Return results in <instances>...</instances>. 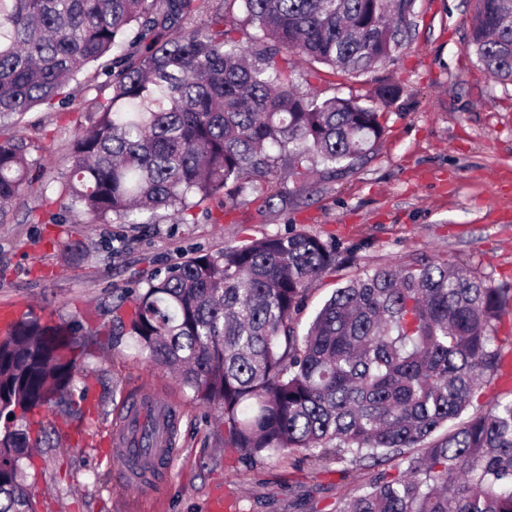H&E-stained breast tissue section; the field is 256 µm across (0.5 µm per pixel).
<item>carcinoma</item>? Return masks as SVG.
I'll return each instance as SVG.
<instances>
[{
	"label": "carcinoma",
	"instance_id": "obj_1",
	"mask_svg": "<svg viewBox=\"0 0 512 512\" xmlns=\"http://www.w3.org/2000/svg\"><path fill=\"white\" fill-rule=\"evenodd\" d=\"M416 0H0V223L43 178L8 121L54 104L94 69L64 168L43 191L94 220L184 222L249 189L267 210L303 183L347 174L384 133L373 104L299 92L294 60L359 77L409 39ZM260 34L246 47L237 26ZM467 47L512 84V0H476ZM336 249L274 234L196 254L129 291L125 335L220 410L224 440L253 462L285 451L347 462L368 478L334 512H512V392L474 409L504 365L498 324L512 289L446 261L379 266L337 288L304 334L296 316ZM78 322L18 320L0 336V512H36L27 414L73 391L87 353Z\"/></svg>",
	"mask_w": 512,
	"mask_h": 512
}]
</instances>
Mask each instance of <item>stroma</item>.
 Masks as SVG:
<instances>
[{
	"label": "stroma",
	"instance_id": "1",
	"mask_svg": "<svg viewBox=\"0 0 512 512\" xmlns=\"http://www.w3.org/2000/svg\"><path fill=\"white\" fill-rule=\"evenodd\" d=\"M475 0H416L413 31L393 60L358 78L296 61L303 92L359 98L384 81H402L384 111L386 131L353 173L279 180L293 193L287 210L259 213L252 193L237 196L221 223L204 215L183 223L159 213L153 224H103L80 211L67 224H35L44 214L40 182L16 199L0 223V305L21 302L42 321L82 320L98 330L75 387L95 386L96 410L72 396L30 414L46 432L26 469L37 512H300V488L320 512L352 492L364 473L349 464L318 466L288 452L242 463L224 441L217 409L195 399L168 370L150 363L118 335L131 312L124 295L195 253H214L271 234L307 233L335 244L356 265L339 264L308 291L300 328L349 278L414 257L440 259L512 288V84L480 70L465 40ZM73 112L36 110L18 129L45 175L57 172L74 135ZM78 242L63 252L54 240ZM152 393L176 410L174 451L143 496L128 488L120 464L100 442L123 406Z\"/></svg>",
	"mask_w": 512,
	"mask_h": 512
}]
</instances>
